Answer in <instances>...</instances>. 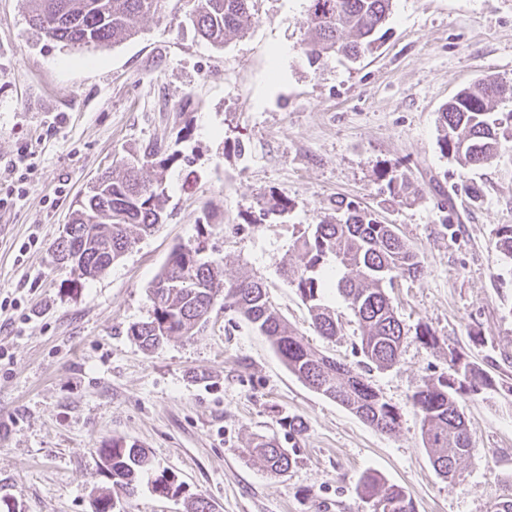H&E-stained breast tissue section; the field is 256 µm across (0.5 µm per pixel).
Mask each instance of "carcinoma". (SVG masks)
Instances as JSON below:
<instances>
[{"label":"carcinoma","instance_id":"obj_1","mask_svg":"<svg viewBox=\"0 0 512 512\" xmlns=\"http://www.w3.org/2000/svg\"><path fill=\"white\" fill-rule=\"evenodd\" d=\"M29 22L41 37L65 46H106L137 33L138 20L158 10L161 0H24ZM393 0H309L310 39L305 54L310 64L332 55L356 60L373 50L377 34L391 14ZM189 19L202 40L213 46L248 30L256 0H186ZM507 91L495 79H480L461 90L439 113L438 146L442 155L463 167L492 164L512 146V112L495 108ZM171 161L161 147L147 146L142 155L122 160L101 174L99 184L71 214L74 234L54 244L58 263L87 271L92 280L120 260L136 240L164 223L163 176L143 178L145 166L164 169ZM389 194L411 201L419 194L408 174L394 168L383 172ZM336 220L311 224L294 242L300 258L283 266V275L307 307L317 332L327 338L340 330L335 309L324 303V290H334L353 312L361 329L360 351L370 368L384 370L397 363L408 331L385 288L398 278L416 279L424 273L420 251L403 239L393 224L353 202H336ZM497 246L512 259V224L496 229ZM220 272L198 247L178 246L169 254L149 288L151 313L133 324L129 333L147 352L159 349L173 336H191L206 322L219 293L224 305L237 309L281 357L288 370L323 396L339 403L379 432L393 433L400 415L357 368L311 347L270 301L267 286L255 278L224 282ZM451 373L443 380L426 381L413 394L420 415L422 442L435 473L455 479L461 462L473 448L464 412L466 399L497 382L479 363L451 352ZM254 452L270 471L282 474L295 463L273 437L253 443ZM96 473L111 479L112 488L95 502L97 512H109L110 502L135 492L142 473L151 470L146 449L114 440L96 449ZM153 491L182 494V484L162 471L151 480ZM361 494L385 503L384 512H415L402 487L389 485L376 474L365 475Z\"/></svg>","mask_w":512,"mask_h":512}]
</instances>
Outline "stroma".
Here are the masks:
<instances>
[{
    "instance_id": "35a3bbf8",
    "label": "stroma",
    "mask_w": 512,
    "mask_h": 512,
    "mask_svg": "<svg viewBox=\"0 0 512 512\" xmlns=\"http://www.w3.org/2000/svg\"><path fill=\"white\" fill-rule=\"evenodd\" d=\"M248 33L216 49L183 0H162L130 40L69 48L29 25L23 0H0V498L15 512H94L108 481L95 450L147 448L185 496L214 512H369L361 478L401 486L416 512H492L512 490V259L496 247L512 224V149L479 169L441 155L437 116L462 88L512 84V0H393L373 54L309 65L308 0H257ZM288 51L279 75L271 53ZM158 142L167 218L97 278L75 284L54 242L94 177ZM31 167L15 196L12 165ZM402 166L420 189L406 205L380 179ZM481 191L471 201L463 187ZM287 201L261 216L259 199ZM396 225L424 273L388 294L409 330L399 362L367 378L400 414L376 431L290 373L265 336L215 305L193 336L155 352L129 334L174 246L203 247L225 279L257 277L311 346L359 363L358 323L320 336L282 274L296 238L338 198ZM428 326L436 346L414 334ZM503 389L466 402L475 451L460 478L438 477L412 396L449 372L450 350ZM300 419L302 433L282 426ZM273 436L295 462L276 475L248 446Z\"/></svg>"
}]
</instances>
